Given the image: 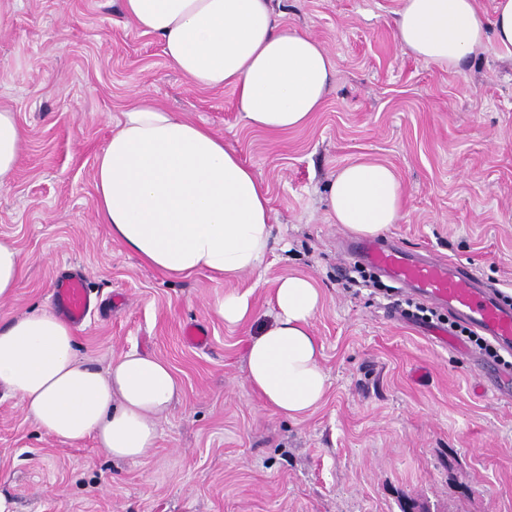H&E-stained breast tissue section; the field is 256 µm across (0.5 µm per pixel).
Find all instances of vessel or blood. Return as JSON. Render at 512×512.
Listing matches in <instances>:
<instances>
[{"mask_svg":"<svg viewBox=\"0 0 512 512\" xmlns=\"http://www.w3.org/2000/svg\"><path fill=\"white\" fill-rule=\"evenodd\" d=\"M354 259L409 286L417 295L447 308L457 321L512 351V303L497 292L480 288L477 280L458 265L434 257L420 259L401 247L374 240L353 244ZM54 301L72 323H82L91 306L84 278L70 275L58 280Z\"/></svg>","mask_w":512,"mask_h":512,"instance_id":"1","label":"vessel or blood"}]
</instances>
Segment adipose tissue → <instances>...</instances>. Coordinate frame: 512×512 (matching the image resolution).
I'll return each instance as SVG.
<instances>
[{"label":"adipose tissue","mask_w":512,"mask_h":512,"mask_svg":"<svg viewBox=\"0 0 512 512\" xmlns=\"http://www.w3.org/2000/svg\"><path fill=\"white\" fill-rule=\"evenodd\" d=\"M142 33L159 38L169 65L191 84L228 87L251 126L304 127L321 109L334 62L312 36L286 24L271 0H117ZM396 41L416 58L453 71L492 42L512 52V0H401ZM15 112L0 107V188L25 149ZM95 206L113 240L162 275L231 281L260 268L272 248L268 191L223 137L140 98L95 161ZM328 217L377 236L403 217L400 180L386 164L357 160L328 185ZM323 293L306 276L278 281L272 320L246 345V376L262 403L299 419L329 383L312 321ZM0 386L42 429L70 443L95 439L112 458L144 460L156 422L181 395L165 361L135 351L108 370L81 359L72 326L44 308L0 327Z\"/></svg>","instance_id":"adipose-tissue-1"}]
</instances>
